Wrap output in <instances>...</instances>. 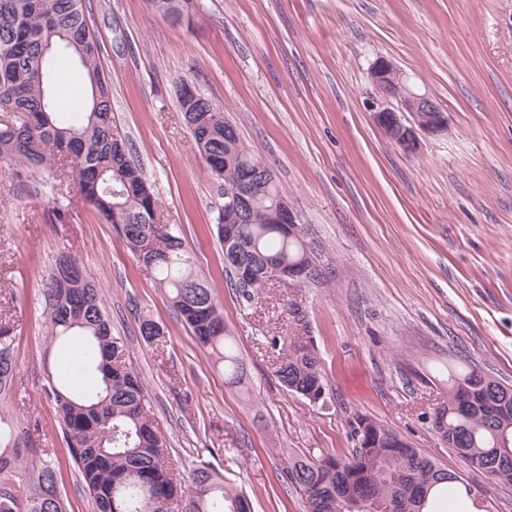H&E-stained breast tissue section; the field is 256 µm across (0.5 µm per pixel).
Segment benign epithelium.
<instances>
[{"label": "benign epithelium", "instance_id": "obj_1", "mask_svg": "<svg viewBox=\"0 0 512 512\" xmlns=\"http://www.w3.org/2000/svg\"><path fill=\"white\" fill-rule=\"evenodd\" d=\"M372 83L387 97L396 99L398 109L380 108L374 113L376 124L386 136L406 152L420 147V135H437L447 131L445 113L424 94L410 91L403 82V75L387 59L377 60L370 72ZM410 114L411 121L404 123L399 113Z\"/></svg>", "mask_w": 512, "mask_h": 512}]
</instances>
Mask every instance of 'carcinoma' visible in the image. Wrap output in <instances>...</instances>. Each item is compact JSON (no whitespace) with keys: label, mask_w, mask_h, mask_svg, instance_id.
<instances>
[{"label":"carcinoma","mask_w":512,"mask_h":512,"mask_svg":"<svg viewBox=\"0 0 512 512\" xmlns=\"http://www.w3.org/2000/svg\"><path fill=\"white\" fill-rule=\"evenodd\" d=\"M87 0H0V98L13 100L0 122V162L19 179L54 168L74 183L112 225L156 285L224 369L229 383L244 379L243 362L226 334L224 315L211 289L193 275L182 238L157 222L160 206L144 170L132 162L114 120L109 83L97 64L100 45L87 21ZM164 15L181 13L189 0H150ZM66 57L84 70L86 99L76 123L60 120L56 100L70 90ZM180 111L197 150L224 189L244 179L252 202L235 225L237 249L224 250V267L254 299L271 285L268 270L301 281L310 268L303 241L273 219L283 193L273 170L251 155L223 108L203 95ZM45 338L51 344L76 337L83 347L70 365L72 378L49 375L44 398L56 410L63 442L97 512H162L160 503L188 500V512H251L247 497L224 484L205 464L182 476L167 441L155 428L148 394L126 364V344L112 335L102 290L85 279L77 258L56 254L42 288ZM274 373L291 394H322L324 375L309 345L271 336ZM97 377L88 388L72 379ZM14 336L0 321V403L13 397ZM470 468L512 483V387L467 364L448 365V399L427 420ZM356 447L349 456L297 454L282 471L299 489L306 512H423L431 488L461 477L409 445L399 433L366 415L351 422ZM51 448L31 447V436L14 433L0 417V512H67Z\"/></svg>","instance_id":"obj_1"}]
</instances>
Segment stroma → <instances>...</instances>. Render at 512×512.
<instances>
[{"label":"stroma","mask_w":512,"mask_h":512,"mask_svg":"<svg viewBox=\"0 0 512 512\" xmlns=\"http://www.w3.org/2000/svg\"><path fill=\"white\" fill-rule=\"evenodd\" d=\"M87 19L164 223L179 229L209 282L246 369L228 383L112 225L48 173L0 167V310L14 327L16 398L6 417L56 451L69 512H94L41 396L68 369L48 347L42 280L71 252L103 290L114 335L148 392L178 468L206 462L253 512H304L280 473L297 453L344 455L364 414L459 474L491 512H512V485L468 469L426 423L448 397L442 370L467 362L512 385V0H194L180 21L149 0H89ZM386 58L448 118L406 153L375 124L395 107L370 80ZM222 105L246 147L274 171L308 239L334 273L243 297L224 271L214 224L223 202L175 96L177 78ZM64 202L66 223L52 209ZM325 371L313 404L281 388L271 336L296 330ZM159 323L146 345L142 319Z\"/></svg>","instance_id":"1"}]
</instances>
